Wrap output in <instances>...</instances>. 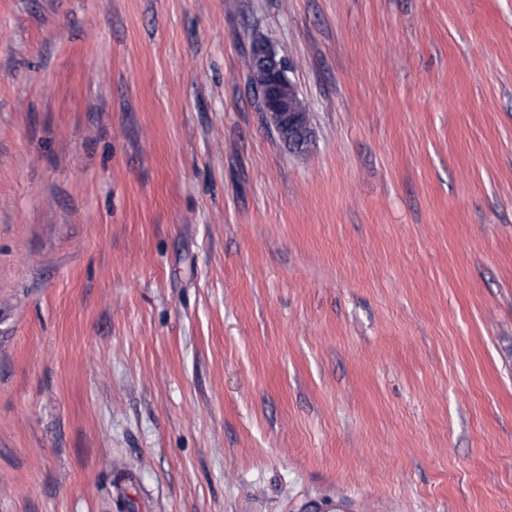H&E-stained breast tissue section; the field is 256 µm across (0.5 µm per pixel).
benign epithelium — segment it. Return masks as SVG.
<instances>
[{
  "label": "benign epithelium",
  "mask_w": 512,
  "mask_h": 512,
  "mask_svg": "<svg viewBox=\"0 0 512 512\" xmlns=\"http://www.w3.org/2000/svg\"><path fill=\"white\" fill-rule=\"evenodd\" d=\"M250 72L252 89L263 101L267 121L278 133L288 130L289 150H307L311 137L310 113L299 107V91L288 76V64L278 58L271 39L258 48Z\"/></svg>",
  "instance_id": "benign-epithelium-1"
}]
</instances>
